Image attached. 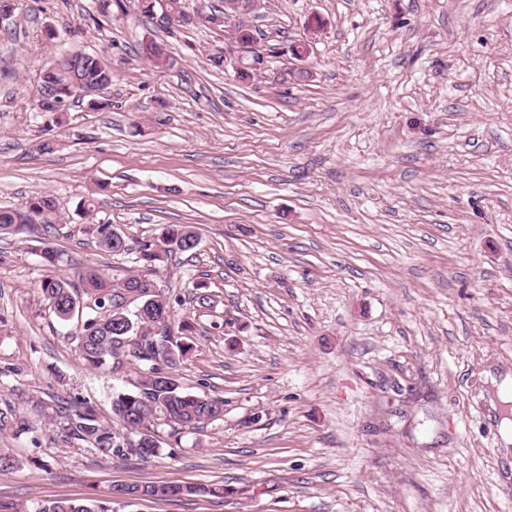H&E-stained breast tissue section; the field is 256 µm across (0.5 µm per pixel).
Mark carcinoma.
<instances>
[{
    "instance_id": "1",
    "label": "carcinoma",
    "mask_w": 512,
    "mask_h": 512,
    "mask_svg": "<svg viewBox=\"0 0 512 512\" xmlns=\"http://www.w3.org/2000/svg\"><path fill=\"white\" fill-rule=\"evenodd\" d=\"M234 40L245 47V53L250 55V59L261 56L260 50L254 48L255 38L250 26L237 27ZM140 53L156 67L169 63L170 56L165 45L155 39L151 40L148 48H140ZM110 74L111 68L107 64L99 57L86 53L77 74L58 72L49 82L67 85L77 76L107 82ZM54 211L55 202L48 196L31 198L23 211L1 209L0 234L10 232L17 224L27 223L28 217L32 215L35 216V223L49 224ZM98 234L104 250L119 254L133 251L137 263L150 273L157 271L174 254L190 251L198 244L197 232L188 224H168L158 236L141 240L134 247L121 240L112 243V230L108 224L99 225ZM82 281L84 288L80 292L72 288L68 280L59 276L43 279L40 288L48 310L61 321L71 320L80 312L82 304H90V310L95 312L94 316L84 321L82 333L76 337L78 351L88 368L100 369L110 363L112 370L119 371L124 366V359L131 357L136 362L132 389L112 397L113 413L122 418L120 424L125 433L114 430L112 425L99 416L94 405L79 398L67 402L65 406L30 398L28 402L31 409L43 415L49 423H58L60 433L67 443L113 459L128 460L134 457L142 462L163 452L161 442H156L154 448L136 450L128 445L126 434L135 436L143 430L153 433L156 420H163L167 425L173 423L180 429H194L199 424L222 419L223 400L183 390L172 372L192 349L190 343L184 340V335L192 333L193 326L184 320L176 329L169 323L163 330H157L159 316L163 313L172 314L165 291L140 295L136 299V307L128 309L117 305L116 299L121 297L123 291L140 294L148 284L147 275L133 274L122 283L115 284L91 269L82 274ZM139 309L143 310L140 317L135 314ZM129 321L133 323L132 334L142 333L144 344L136 347L125 341L123 330ZM6 426L13 429L17 436L32 432L27 417L14 408L0 411V427ZM113 493L131 499L163 500L206 493L222 495L224 488L191 483H147L121 485L114 488ZM0 512H112V508L108 501L95 497H57L31 507L0 500Z\"/></svg>"
}]
</instances>
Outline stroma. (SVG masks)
<instances>
[{"mask_svg": "<svg viewBox=\"0 0 512 512\" xmlns=\"http://www.w3.org/2000/svg\"><path fill=\"white\" fill-rule=\"evenodd\" d=\"M219 3L182 0L181 26L100 0H21L0 21V208L57 210L0 235V409L77 395L114 421L130 373L88 369L81 319L59 322L39 288L136 269L100 249V224L131 243L195 226L157 281L195 327L176 377L224 402L200 428L158 426L174 451L147 462L37 416L33 436L1 429L20 464L0 499L188 482L224 493L116 510L512 512L484 399L485 371L512 374V0H263L251 24L273 56L247 81L211 61L233 33L203 20ZM149 37L170 67L143 59ZM66 50L111 66L109 107L38 108L40 69Z\"/></svg>", "mask_w": 512, "mask_h": 512, "instance_id": "1", "label": "stroma"}]
</instances>
